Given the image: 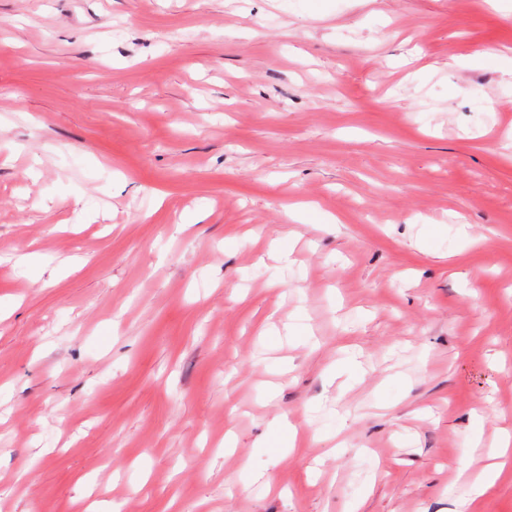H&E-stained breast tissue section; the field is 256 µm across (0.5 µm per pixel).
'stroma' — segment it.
I'll use <instances>...</instances> for the list:
<instances>
[{
    "instance_id": "stroma-1",
    "label": "stroma",
    "mask_w": 512,
    "mask_h": 512,
    "mask_svg": "<svg viewBox=\"0 0 512 512\" xmlns=\"http://www.w3.org/2000/svg\"><path fill=\"white\" fill-rule=\"evenodd\" d=\"M488 47L512 0H0V512H453L512 434Z\"/></svg>"
}]
</instances>
